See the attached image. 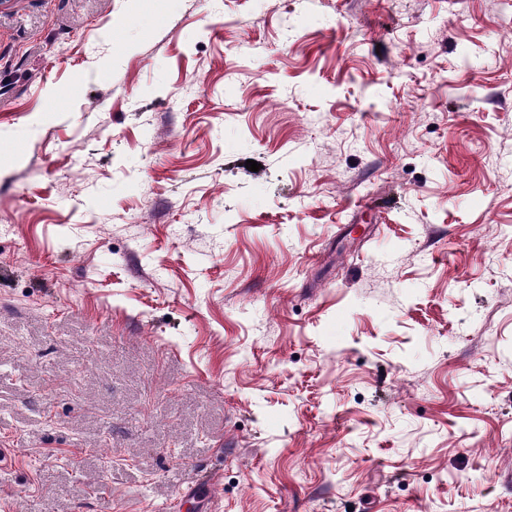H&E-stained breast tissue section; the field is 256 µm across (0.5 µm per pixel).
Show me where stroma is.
I'll list each match as a JSON object with an SVG mask.
<instances>
[{
  "instance_id": "1",
  "label": "stroma",
  "mask_w": 512,
  "mask_h": 512,
  "mask_svg": "<svg viewBox=\"0 0 512 512\" xmlns=\"http://www.w3.org/2000/svg\"><path fill=\"white\" fill-rule=\"evenodd\" d=\"M214 500L512 512V0H0V512Z\"/></svg>"
}]
</instances>
